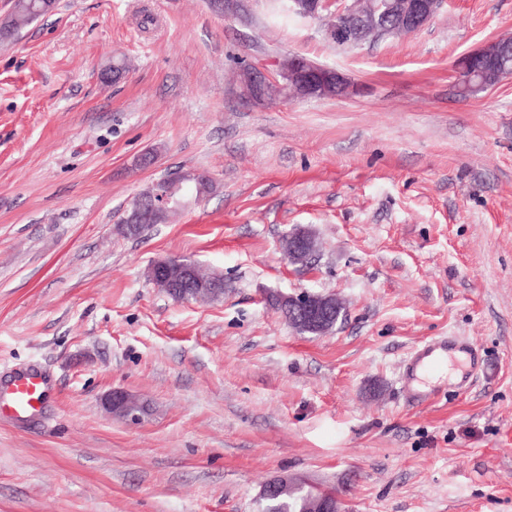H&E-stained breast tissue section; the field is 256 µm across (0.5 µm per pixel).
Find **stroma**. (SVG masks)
<instances>
[{
	"instance_id": "stroma-1",
	"label": "stroma",
	"mask_w": 512,
	"mask_h": 512,
	"mask_svg": "<svg viewBox=\"0 0 512 512\" xmlns=\"http://www.w3.org/2000/svg\"><path fill=\"white\" fill-rule=\"evenodd\" d=\"M502 36L512 0H444L351 50L272 0H56L0 40V386L47 380L33 415L0 414V512H259L277 478L345 512H512V77L454 87ZM291 55L361 93L242 95L236 69ZM181 170L211 194L118 234ZM299 230L309 268L280 247ZM167 258L223 297L172 299L148 278ZM303 291L343 302L330 333L266 302ZM444 337L478 366L416 401L403 364ZM113 390L138 418L106 411Z\"/></svg>"
}]
</instances>
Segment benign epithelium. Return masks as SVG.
<instances>
[{"mask_svg":"<svg viewBox=\"0 0 512 512\" xmlns=\"http://www.w3.org/2000/svg\"><path fill=\"white\" fill-rule=\"evenodd\" d=\"M336 6L334 15L340 19L336 27L327 29L328 37L342 45L355 47L371 38L388 34L392 27L413 33L426 26L441 8L440 0H288V9L308 18H318ZM512 49V39H499L487 46L464 55V64L456 68L457 88L462 94L481 90L489 86L498 76L497 68L504 63ZM244 83L257 95L266 97L270 87L279 89L283 97L297 98H348L356 95L359 88L343 73L316 64L304 57L293 56L280 65L278 76L270 77L259 70H248ZM180 185H161L149 197H139L129 210V223L142 224L147 216L166 213L182 206L176 198ZM291 253L288 259L307 253L312 248L311 238L306 233L292 234ZM151 281L173 293L184 288H194L193 266L177 259H164L150 268ZM280 307L288 318L304 330H316L335 316L334 296L302 291L293 295L278 296ZM138 400L123 391H113L106 397L107 409L119 416L135 417ZM289 487L286 480L266 483L260 494L261 508L268 512Z\"/></svg>","mask_w":512,"mask_h":512,"instance_id":"obj_1","label":"benign epithelium"}]
</instances>
